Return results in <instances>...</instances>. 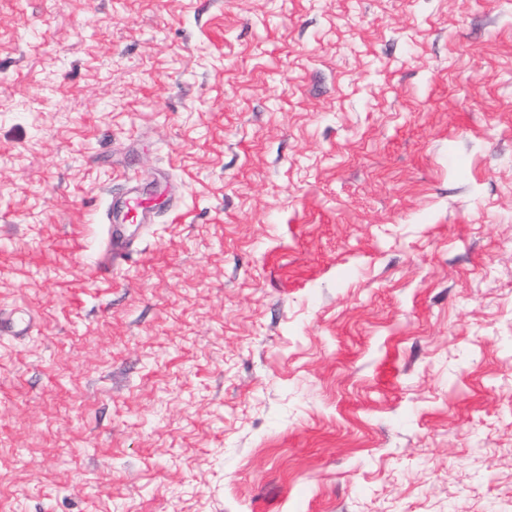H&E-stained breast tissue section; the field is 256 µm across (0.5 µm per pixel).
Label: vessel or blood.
<instances>
[{
    "instance_id": "vessel-or-blood-1",
    "label": "vessel or blood",
    "mask_w": 512,
    "mask_h": 512,
    "mask_svg": "<svg viewBox=\"0 0 512 512\" xmlns=\"http://www.w3.org/2000/svg\"><path fill=\"white\" fill-rule=\"evenodd\" d=\"M159 201L154 193L140 185H132L124 198L113 201L102 218L107 228V242L101 257L102 268L128 260L138 238L154 222Z\"/></svg>"
}]
</instances>
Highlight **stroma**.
<instances>
[{
  "label": "stroma",
  "instance_id": "obj_1",
  "mask_svg": "<svg viewBox=\"0 0 512 512\" xmlns=\"http://www.w3.org/2000/svg\"><path fill=\"white\" fill-rule=\"evenodd\" d=\"M13 309L0 512H512V0H0ZM139 184L130 186L124 198L112 200L104 211L102 223L106 224L107 242L100 261L102 268L131 257L138 237L154 224L156 206L164 203Z\"/></svg>",
  "mask_w": 512,
  "mask_h": 512
}]
</instances>
